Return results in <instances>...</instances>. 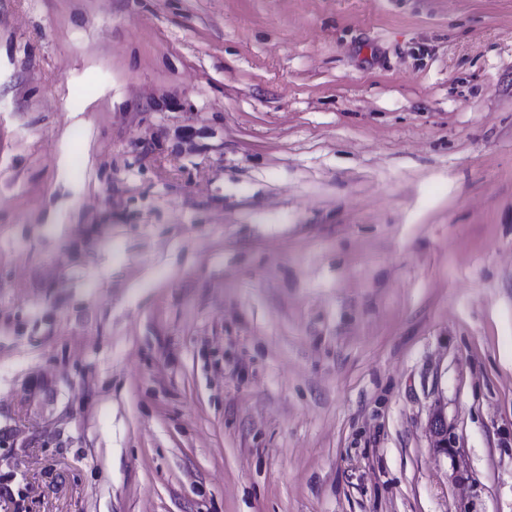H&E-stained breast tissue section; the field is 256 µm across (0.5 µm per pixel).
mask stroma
Returning <instances> with one entry per match:
<instances>
[{"label": "stroma", "mask_w": 512, "mask_h": 512, "mask_svg": "<svg viewBox=\"0 0 512 512\" xmlns=\"http://www.w3.org/2000/svg\"><path fill=\"white\" fill-rule=\"evenodd\" d=\"M0 512H512V0H0Z\"/></svg>", "instance_id": "obj_1"}]
</instances>
